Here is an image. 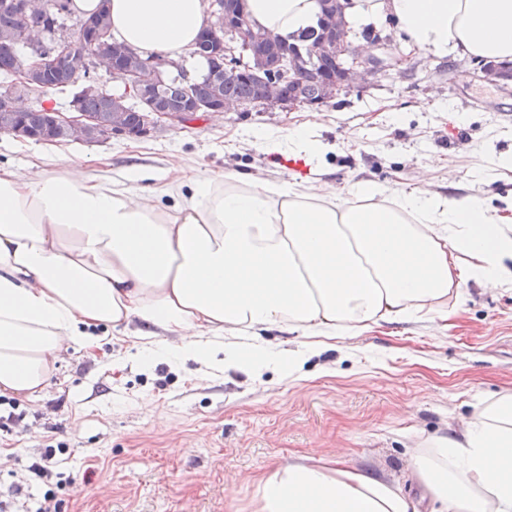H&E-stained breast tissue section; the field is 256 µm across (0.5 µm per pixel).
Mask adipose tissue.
I'll return each instance as SVG.
<instances>
[{
	"mask_svg": "<svg viewBox=\"0 0 512 512\" xmlns=\"http://www.w3.org/2000/svg\"><path fill=\"white\" fill-rule=\"evenodd\" d=\"M100 0H72L90 15ZM111 32L145 55L193 48L202 0H109ZM251 25L281 37L317 26L320 0H246ZM353 23L393 27L445 58L512 60V0H352ZM267 153L327 149L313 126L254 134ZM470 263H461V256ZM512 285V212L419 187L358 181L345 196L234 173L181 178L131 166L112 177L0 172V395L42 393L62 351L134 333L140 359L208 371L300 365L303 345L448 317L462 284ZM280 327L295 349L261 343ZM440 512H512V390L410 460ZM259 512H418L400 486L350 468L292 462L260 486Z\"/></svg>",
	"mask_w": 512,
	"mask_h": 512,
	"instance_id": "obj_1",
	"label": "adipose tissue"
}]
</instances>
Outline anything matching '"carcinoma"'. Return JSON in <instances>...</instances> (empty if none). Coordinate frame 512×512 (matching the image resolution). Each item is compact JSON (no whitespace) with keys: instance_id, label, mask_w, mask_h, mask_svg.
<instances>
[{"instance_id":"obj_1","label":"carcinoma","mask_w":512,"mask_h":512,"mask_svg":"<svg viewBox=\"0 0 512 512\" xmlns=\"http://www.w3.org/2000/svg\"><path fill=\"white\" fill-rule=\"evenodd\" d=\"M71 0H0V77L13 78L20 64L29 60V49L21 42L26 38L36 42L44 52L54 51L67 41L63 35L66 21L72 15ZM108 0H101L100 9L88 16L77 19V25L87 27L97 35H105L110 56L114 65L121 69H135L141 58L127 55V46L112 37ZM223 15L214 23L224 24V16L233 15L249 23L244 8V0H222ZM325 20H320L316 29L299 35L291 42L278 37L256 48L271 61H280V66H295L300 72L296 80H286L281 85V93L299 102H310L323 95L324 79L339 73L336 53L324 44ZM254 52V53H256ZM193 53L206 61V72L198 79L188 81L182 73L165 77L147 86L141 97L130 103L122 95H103L88 87L74 96L81 111L94 117L98 126L119 134L139 136L146 129V109L179 110L193 116L201 105H212L225 100L239 103H255L262 98V79L252 72L254 53L238 60V74H227L224 49L212 45L207 35H202ZM90 64L79 48L74 49L73 63L65 72H48L41 83L51 90L70 85L77 78L87 76ZM17 93H29V89L11 83L10 89L0 92V130L23 128L27 139L39 142L45 128H50V142L70 143L75 137L70 128L63 124H49V114L43 106L36 108H16L3 103V100Z\"/></svg>"}]
</instances>
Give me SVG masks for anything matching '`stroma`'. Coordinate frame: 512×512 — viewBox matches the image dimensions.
Here are the masks:
<instances>
[{"instance_id": "1", "label": "stroma", "mask_w": 512, "mask_h": 512, "mask_svg": "<svg viewBox=\"0 0 512 512\" xmlns=\"http://www.w3.org/2000/svg\"><path fill=\"white\" fill-rule=\"evenodd\" d=\"M408 53L403 77L381 76L328 106L196 113L176 128L102 143H35L0 133V167L24 174L120 172L136 163L221 175L320 179L337 191L359 180L395 189L431 185L494 206L512 180L474 176L476 163L512 152V82L475 78L474 61L427 66ZM316 121L331 144L306 170L265 154L254 128ZM512 389V286L464 287L448 318L385 323L326 340L297 373L203 375L195 362L140 367L131 337L105 336L95 353L72 346L35 399L18 400L26 431L0 425V487L18 482L12 512L44 486L26 468L65 449L57 512H258L260 482L288 462L367 470L415 493L409 464L426 438L460 427L475 406Z\"/></svg>"}]
</instances>
